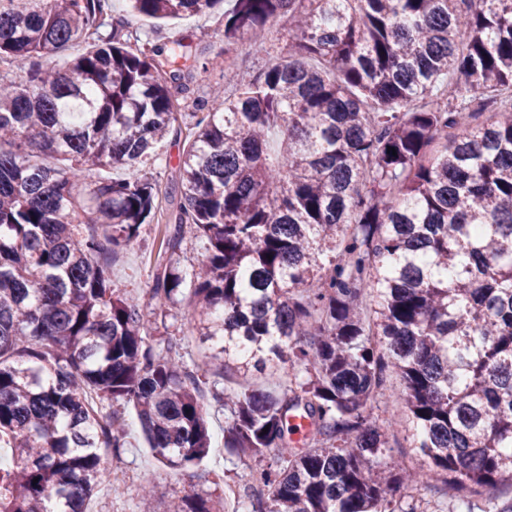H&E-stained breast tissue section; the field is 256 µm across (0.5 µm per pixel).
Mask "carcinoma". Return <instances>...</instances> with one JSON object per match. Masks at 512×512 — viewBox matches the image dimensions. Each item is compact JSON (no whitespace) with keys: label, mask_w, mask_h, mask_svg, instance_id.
Here are the masks:
<instances>
[{"label":"carcinoma","mask_w":512,"mask_h":512,"mask_svg":"<svg viewBox=\"0 0 512 512\" xmlns=\"http://www.w3.org/2000/svg\"><path fill=\"white\" fill-rule=\"evenodd\" d=\"M129 2L168 19L220 0ZM284 16L292 54L224 69L233 95L179 112L213 65L192 37L133 48L112 0H0V145L15 146L0 148V512H86L102 450L131 445L91 397L133 405L172 470L209 451L206 379L169 326L150 339L90 224L115 247L159 225L151 299L210 343L215 375L290 377L283 394L213 389L230 414L224 447L275 452L247 474L251 512H421L397 493L441 475L512 512L511 495L486 496L512 489V105L464 122L512 90V0H230L226 50L264 45ZM184 127L162 224L148 162ZM188 225L209 243L190 273ZM389 371L418 471L381 468L390 421L371 409ZM172 512L217 509L185 495Z\"/></svg>","instance_id":"carcinoma-1"}]
</instances>
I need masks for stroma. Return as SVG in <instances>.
<instances>
[{
	"label": "stroma",
	"mask_w": 512,
	"mask_h": 512,
	"mask_svg": "<svg viewBox=\"0 0 512 512\" xmlns=\"http://www.w3.org/2000/svg\"><path fill=\"white\" fill-rule=\"evenodd\" d=\"M224 8L216 6L209 14L174 20H152L133 17L131 32L150 37L152 41L164 43L183 35H193L202 56L209 57L224 48ZM291 43L287 18H279L270 27L267 50H260L252 43L240 42V57L245 67L261 71L274 59L287 56ZM190 145L186 137H169L159 149V156L151 167L160 195V212H168L174 204L166 195V189L178 176V159ZM159 236L155 227L144 226L139 237L127 246L113 251H104L100 259L112 272L115 285L138 304L149 317L159 316L161 310L151 298L150 288L157 271ZM211 436L210 451L199 464L180 471L164 467L149 450L141 436L140 424L135 411L127 405L116 403L104 405L103 413L115 412L125 420L131 447L104 453L101 462V480L96 496L90 503L95 512H140V501L136 488L145 479L153 481V507L155 512H167L175 499L187 494H196L213 500H224V489L241 484L243 476L258 462L249 458L229 455L224 449L223 413L217 411L212 398H205ZM373 412L381 418L391 419L387 432V446L381 457L383 465L391 468H419L424 464L422 455L413 446V431L408 421L407 409L400 398L377 399ZM122 474L131 480L132 490L121 497L112 495V475ZM224 512H248L249 500H224Z\"/></svg>",
	"instance_id": "35a3bbf8"
}]
</instances>
